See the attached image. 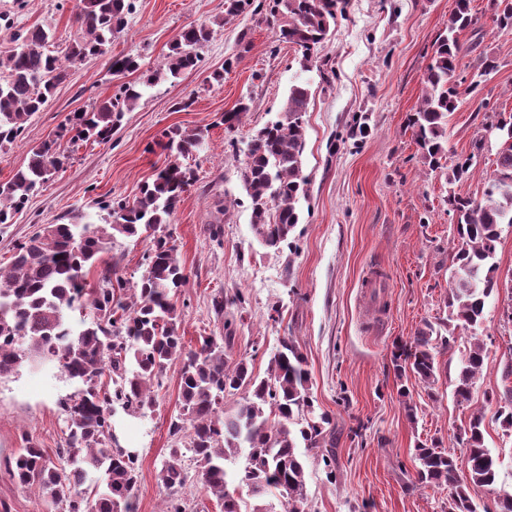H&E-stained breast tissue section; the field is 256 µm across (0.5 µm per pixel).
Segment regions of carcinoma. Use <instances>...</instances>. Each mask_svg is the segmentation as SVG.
Instances as JSON below:
<instances>
[{
    "label": "carcinoma",
    "instance_id": "cac0c4a2",
    "mask_svg": "<svg viewBox=\"0 0 512 512\" xmlns=\"http://www.w3.org/2000/svg\"><path fill=\"white\" fill-rule=\"evenodd\" d=\"M253 2L224 0V18L239 16ZM471 2L455 0L410 119L416 143L436 168L445 152L448 115L456 111L465 83L455 73L456 57L464 47L461 35L481 30ZM344 4L345 0H263L256 10H266V19L276 24L277 40L296 46L306 68L337 15L344 12ZM132 9V0H78L75 19L81 36L62 58L47 48L50 34L41 27L12 34L16 48L0 57V150L19 140L25 123L43 110L64 78L65 63L104 54L112 36L125 29ZM492 10L498 29H512V0H492ZM213 33L203 25L183 30L170 45L164 69L144 72L134 55L113 58L112 74L139 71V80L121 84L92 111L74 113L54 139L30 148L27 166L0 184V224L9 223L63 166L67 156L58 149V140L67 137L74 144L109 139L121 115L142 98V88L195 68L200 49ZM496 69L497 62L484 57L478 79L465 83V92H478L479 78ZM309 99L308 87L292 85L278 118L259 129L248 146L241 176L251 200L253 236L266 248H279L299 224L298 203L307 192L302 163ZM480 108L489 112L490 127L498 131L495 169L484 182L481 197H463L450 189L445 199L460 240L452 256L448 322L470 331L454 382V396L461 403L471 400L484 369L486 342L479 330L485 299L498 287L494 258L501 225L512 224V113L496 111L487 100ZM248 111L249 103L241 101L224 112L225 129H234ZM204 141L201 129L174 126L163 131L148 148L151 153L160 150L162 165L140 196L112 205V221L91 224L78 213L67 224H45L18 244L10 263L0 267V378L35 361H49L74 386L60 402L66 432L57 458L63 464H56L46 449L29 439L11 467L13 479L22 487H37L55 512H133L138 454L112 447L111 413L119 404L134 415L153 414L156 390L163 385L167 366L176 360L181 364L182 412L170 424L175 444L158 471V480L169 492L162 512H186L176 492L186 481L182 458L188 454L204 490L216 498L222 512H274L261 503L269 494L283 498V512H308L305 465L297 448H325L333 441L327 432L329 415L316 412L311 400V377L298 345L290 338L283 340L269 359L267 377L261 378L249 367V359L230 360L224 347L229 336L204 337L196 347L186 344L181 314L171 299L186 275L169 234L159 230L171 223L182 193L196 181L184 160ZM482 150L479 140L472 152L458 159L448 185L469 173ZM144 234L152 241L145 272L132 288L133 300L116 295L126 284L113 266L100 269L99 287L86 288V268L112 248L117 237ZM83 300L97 321L76 333L67 313ZM455 341L454 328L444 336L425 324L410 341L395 344V375L434 386L435 350L450 348ZM106 374L110 382L103 388L100 381ZM240 393L236 409L225 411L224 400ZM485 403L495 407L492 420L512 431V391L488 395ZM485 421L484 409L471 414L457 436L461 455L442 449L435 439L414 448L418 483L448 492L444 512H478L472 496L476 489L495 491V512H512V492L497 488L499 460L485 445ZM98 472L101 476L91 489L84 488L90 474ZM243 488L255 500L248 510L242 509Z\"/></svg>",
    "mask_w": 512,
    "mask_h": 512
}]
</instances>
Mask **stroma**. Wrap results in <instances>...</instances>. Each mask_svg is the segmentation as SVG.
<instances>
[{
    "label": "stroma",
    "mask_w": 512,
    "mask_h": 512,
    "mask_svg": "<svg viewBox=\"0 0 512 512\" xmlns=\"http://www.w3.org/2000/svg\"><path fill=\"white\" fill-rule=\"evenodd\" d=\"M472 5L482 28L463 34L456 74L471 78L485 53L498 68L483 82L480 98L462 96L449 114L446 153L434 169L421 156L408 116L454 0H346L343 16L306 69L295 46L276 40L264 14L247 12L228 21L224 0H134L126 28L113 36L107 53L68 65L22 138L0 150V183L73 113L91 111L116 93L123 79L112 73L113 58L134 54L143 69H160L184 29L205 24L214 35L195 69L144 89L109 141L62 142L68 156L63 169L11 223L0 224V266L40 225L77 210L98 224L112 201L138 196L162 162L148 147L164 129L206 130L209 149L187 161L197 180L168 226L187 273L174 297L186 343L232 327L233 357L251 358L263 377L282 339L295 338L311 375L314 405L330 414L336 436L331 463L319 451L304 454L309 512H441L446 491L414 485L416 442L435 436L459 451L454 437L485 394L512 389V378L502 376L512 362V323L504 316L512 304L508 224L501 227L496 254L499 287L486 302L481 328L490 338L485 368L470 402L453 395L466 337L437 353L433 388L412 378L404 383L409 400L399 396L403 383L390 364L395 343L410 340L424 324L448 328V280L459 242L445 199L452 189L480 196L494 169L496 140L478 109L480 99L512 113V29L493 26L490 0ZM74 13L75 0H26L21 9L14 0H0V56L14 49L15 30L36 25L51 33L52 51L65 53L80 32ZM231 56L236 63L228 70L224 61ZM219 69L225 75L217 80ZM294 84L311 90L304 116L308 192L299 202L300 224L273 250L252 234L241 171L251 138L276 119ZM242 99L249 101V112L225 130L221 115ZM181 102L186 110H178ZM359 119L370 127L367 136L358 133ZM478 139L484 142L479 163L449 186V166ZM150 245L147 237L120 238L101 259L131 286L145 269ZM179 371V364L168 367L152 416L138 419L113 409L117 444L139 454L134 512H160L167 496L157 472L172 444L170 422L180 410ZM72 390L49 365L0 379V507L7 512H50L37 489L12 480L7 462L29 438L56 454L65 431L59 401ZM409 403L418 410L413 424L406 417Z\"/></svg>",
    "instance_id": "obj_1"
}]
</instances>
